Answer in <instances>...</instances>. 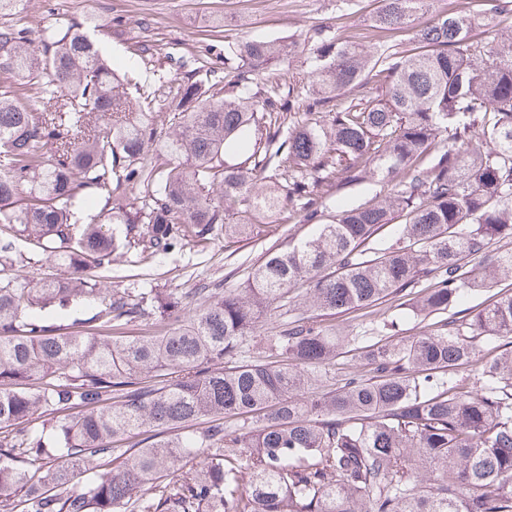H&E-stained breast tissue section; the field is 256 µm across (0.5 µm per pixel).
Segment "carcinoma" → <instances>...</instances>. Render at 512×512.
I'll use <instances>...</instances> for the list:
<instances>
[{
	"instance_id": "1",
	"label": "carcinoma",
	"mask_w": 512,
	"mask_h": 512,
	"mask_svg": "<svg viewBox=\"0 0 512 512\" xmlns=\"http://www.w3.org/2000/svg\"><path fill=\"white\" fill-rule=\"evenodd\" d=\"M20 2L0 0V512H512V292L462 307L512 278V41L476 38L465 12L428 14L431 0H376L374 28L412 27L414 46L324 41L301 110L277 85L251 88L288 45L232 44L231 88L195 62L156 154L167 75L134 84L132 112L95 26L48 28L34 48ZM347 175L395 183L321 223L322 188ZM286 203L315 232L268 248L241 288L205 283L186 309L103 284L121 249L248 238ZM396 214L399 245L382 248ZM20 241L53 271L9 274ZM299 283L300 304L331 315L418 288L422 323L398 340L386 319L367 337L301 315L246 359L243 340ZM81 302L100 328L156 331L83 336L32 316ZM356 350L368 371L317 391Z\"/></svg>"
}]
</instances>
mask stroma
I'll return each instance as SVG.
<instances>
[{
	"mask_svg": "<svg viewBox=\"0 0 512 512\" xmlns=\"http://www.w3.org/2000/svg\"><path fill=\"white\" fill-rule=\"evenodd\" d=\"M433 8L488 17L482 29L485 39L512 35V15L491 12L487 0H435ZM373 9L374 0H24L21 18L35 43L47 28L71 19L93 20L113 68L133 82L157 70L179 80L197 59L229 79L233 71L224 61L225 45L279 39L291 51L287 62L270 68L267 78L298 90L308 79L311 50L331 37L363 38ZM384 192L385 183L377 178L325 188V214L334 216L339 206L362 204ZM312 231V225L287 208L269 234L240 240L229 249L220 241L204 250L186 246L144 263L142 279L134 278L128 257H121L112 267L111 282L116 288L173 292L193 307L201 301L197 289L203 282L217 278L225 288L240 287L265 249L296 243Z\"/></svg>",
	"mask_w": 512,
	"mask_h": 512,
	"instance_id": "stroma-1",
	"label": "stroma"
}]
</instances>
